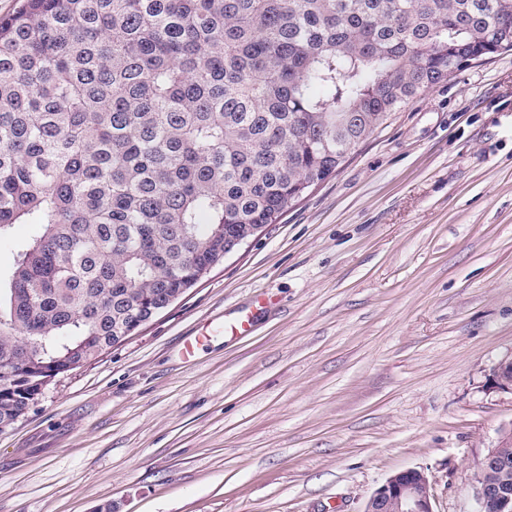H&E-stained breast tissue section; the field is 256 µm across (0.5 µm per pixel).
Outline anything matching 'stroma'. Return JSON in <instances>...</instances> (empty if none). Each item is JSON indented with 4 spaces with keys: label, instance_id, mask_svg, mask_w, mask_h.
I'll return each mask as SVG.
<instances>
[{
    "label": "stroma",
    "instance_id": "35a3bbf8",
    "mask_svg": "<svg viewBox=\"0 0 512 512\" xmlns=\"http://www.w3.org/2000/svg\"><path fill=\"white\" fill-rule=\"evenodd\" d=\"M242 335L182 349L204 324ZM512 51L410 101L278 223L0 431V512H478L512 394ZM250 326V316H246L238 321V323L230 328H227L224 325V321L219 322H209V324L206 326L205 330L200 332L197 336L198 338L195 339V342L187 343L184 346L185 355L187 357H192L195 349L197 348V345L202 344L204 340L207 338L208 334H224V333H231V334H238L240 332H244L247 330V328ZM208 333V334H207ZM428 474L407 468L390 475L366 502L363 512H435Z\"/></svg>",
    "mask_w": 512,
    "mask_h": 512
}]
</instances>
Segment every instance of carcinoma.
<instances>
[{
    "label": "carcinoma",
    "mask_w": 512,
    "mask_h": 512,
    "mask_svg": "<svg viewBox=\"0 0 512 512\" xmlns=\"http://www.w3.org/2000/svg\"><path fill=\"white\" fill-rule=\"evenodd\" d=\"M512 36V0H23L0 20V431ZM39 232L35 224H16L9 236L0 239V276L7 277L22 247Z\"/></svg>",
    "instance_id": "carcinoma-1"
}]
</instances>
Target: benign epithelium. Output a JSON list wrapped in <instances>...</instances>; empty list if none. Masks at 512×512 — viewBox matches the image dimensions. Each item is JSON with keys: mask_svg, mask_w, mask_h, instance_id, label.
Here are the masks:
<instances>
[{"mask_svg": "<svg viewBox=\"0 0 512 512\" xmlns=\"http://www.w3.org/2000/svg\"><path fill=\"white\" fill-rule=\"evenodd\" d=\"M263 227L252 226L224 246V255L238 250L257 237ZM496 387L512 392V358L501 361L494 369ZM512 446V430L501 435L499 443L482 459L476 476V497L481 512H512V485L503 477L509 461L503 449ZM363 512H435L428 474L407 468L390 475L366 502Z\"/></svg>", "mask_w": 512, "mask_h": 512, "instance_id": "1", "label": "benign epithelium"}]
</instances>
